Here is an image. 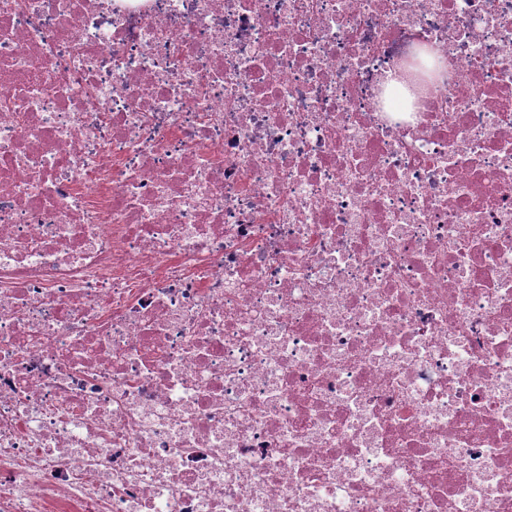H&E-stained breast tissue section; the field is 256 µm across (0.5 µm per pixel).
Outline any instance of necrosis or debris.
I'll return each mask as SVG.
<instances>
[{"mask_svg": "<svg viewBox=\"0 0 512 512\" xmlns=\"http://www.w3.org/2000/svg\"><path fill=\"white\" fill-rule=\"evenodd\" d=\"M0 512H512V0H0Z\"/></svg>", "mask_w": 512, "mask_h": 512, "instance_id": "1", "label": "necrosis or debris"}]
</instances>
